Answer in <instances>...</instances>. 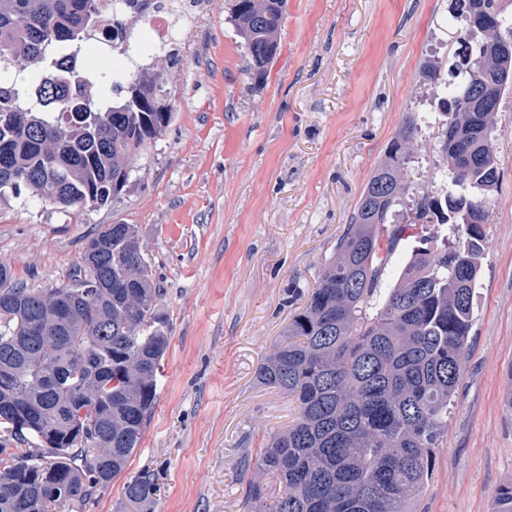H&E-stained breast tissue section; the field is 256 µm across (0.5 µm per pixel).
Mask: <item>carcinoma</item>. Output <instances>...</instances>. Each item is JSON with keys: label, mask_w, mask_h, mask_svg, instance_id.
Segmentation results:
<instances>
[{"label": "carcinoma", "mask_w": 512, "mask_h": 512, "mask_svg": "<svg viewBox=\"0 0 512 512\" xmlns=\"http://www.w3.org/2000/svg\"><path fill=\"white\" fill-rule=\"evenodd\" d=\"M133 0H0V198L26 191L59 212L103 207L129 183L137 156L170 125L162 84L141 71L83 69L86 45L108 34L127 44ZM232 0L247 73L267 75L279 48L287 0ZM39 70L35 83L9 76L16 55ZM438 104L447 189L406 207L411 153L404 123L375 166L350 223L336 239L302 307L256 370L259 383L297 404V415L244 463L252 472L244 512H414L448 435V410L466 369L473 298L488 248L473 204L490 209L497 189L493 113L512 87V56L481 68L452 62ZM124 92L120 102L107 91ZM411 248L395 280L391 256ZM91 264L101 287L76 301L69 285L30 288L0 263V512H45L55 502H91L127 466L157 401L170 325L163 289L133 224H101L70 276ZM32 427H14L17 409ZM126 498L154 499L148 473ZM494 512H512V482Z\"/></svg>", "instance_id": "cac0c4a2"}]
</instances>
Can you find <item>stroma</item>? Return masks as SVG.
Returning <instances> with one entry per match:
<instances>
[{
  "label": "stroma",
  "mask_w": 512,
  "mask_h": 512,
  "mask_svg": "<svg viewBox=\"0 0 512 512\" xmlns=\"http://www.w3.org/2000/svg\"><path fill=\"white\" fill-rule=\"evenodd\" d=\"M203 2L172 40L137 26L142 53L87 50L119 70L161 72L173 107L164 134L131 160L117 199L71 214L25 195L0 200V263L37 288L67 283L97 225H136L172 327L139 448L91 504L58 512H137L124 485L143 471L159 487L148 512H242L245 459L297 413L255 370L411 114L429 121L405 201L440 185L434 118L449 75L431 81L424 65L459 47L465 24L451 0H288L278 54L259 82L244 70L232 0ZM494 122L499 182L471 348L416 512H493L497 489L512 481V89Z\"/></svg>",
  "instance_id": "stroma-1"
}]
</instances>
